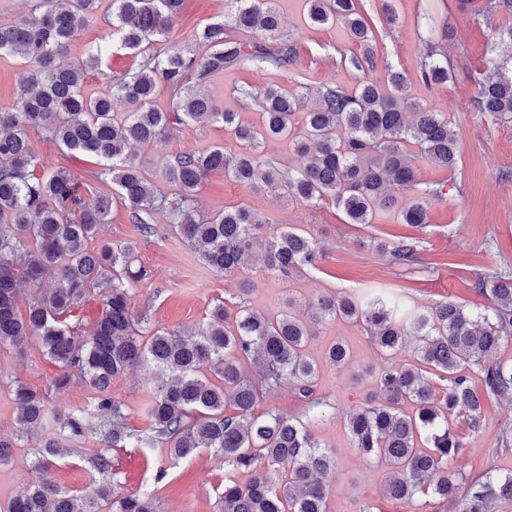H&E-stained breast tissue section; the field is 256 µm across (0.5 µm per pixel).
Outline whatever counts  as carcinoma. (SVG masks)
<instances>
[{"instance_id": "1", "label": "carcinoma", "mask_w": 512, "mask_h": 512, "mask_svg": "<svg viewBox=\"0 0 512 512\" xmlns=\"http://www.w3.org/2000/svg\"><path fill=\"white\" fill-rule=\"evenodd\" d=\"M228 2L225 19L198 34V52L171 46L139 70L110 79L107 92L94 98L81 91L83 67L63 68L57 59L96 17L100 0H36L28 15L0 25V53L17 54L30 65L14 106L0 111V346L20 348L36 339L58 369L50 390L19 382L13 391L19 429L41 436L35 472L73 454L92 480L88 494L34 480L7 512H160L157 492L168 475L165 467L133 493L118 491L112 481L129 448H161L174 460L209 450L224 466L249 473L243 484L224 475L219 512H330L332 450L302 420L259 414L256 407L263 390L283 383L294 386L309 408L321 405L319 366L306 354L314 336L310 322L336 319L362 326L382 352L397 350L410 336L417 341L416 362L371 374V401L346 418L352 447L389 469L382 496L411 502L426 494L433 512H497L502 502L512 501V475L491 469L471 480L452 468L467 449L453 425L461 419L479 431L485 396L512 402V362L495 357L512 340L511 271L477 277L473 288L489 305L476 312L448 302L403 312L380 297L333 292L308 302L307 319L293 310L290 297L273 318L245 307L231 320L218 305L198 328L151 329L131 306V286L151 272L135 265L128 245L88 247L107 223L112 199L85 200L82 183L63 168L36 174L32 129L69 151L98 157L103 168L95 176L111 179L143 236L158 232L153 215L165 211L169 227L221 276L244 271L246 261L261 253L268 267L289 277L316 267L324 251L301 231L257 235L263 220L246 207L200 216L195 193L214 170L241 183L260 180L273 192L307 202L329 197L351 224H370L376 211L396 207L402 223H428L427 198L439 191L426 190L400 207L390 187L411 192L417 185L404 149L408 143L438 166L456 168L460 143L448 118L418 108L404 74L392 69L388 92L371 80L350 91L326 88L305 113L299 133L295 118L304 102L273 85L256 92L262 125L240 123L236 113L218 111L192 80L234 67L286 71L296 45L282 37L274 0ZM307 4L311 25L340 22L357 43L359 52L340 55L344 68L364 72L376 66L382 46L361 0ZM182 5L183 0H112L109 35L139 52L151 38L168 33ZM461 7L477 17L491 11L512 15V0H461ZM424 20L427 62L421 80L431 88L448 81L451 61L437 58L433 17L426 14ZM484 67L489 76L477 82L475 109L495 121L512 119V52L488 56ZM161 88L173 92L165 112L153 106ZM190 122L224 124L238 150L226 153L220 146L176 157L163 173L172 188L166 194L130 147L156 142ZM268 138L289 141L299 166L283 168L263 158L259 148ZM391 255L411 266L418 261L417 242L401 240ZM49 272L56 273L55 284L44 288ZM22 297L24 314L18 310ZM92 301L101 308L91 318L85 307ZM325 360L332 368L348 365L347 344L334 341ZM139 366L151 370L147 416L153 435L147 438L125 429L124 404L112 394V382ZM76 379L95 390L93 401L72 409L52 405L51 395L63 394ZM86 435L99 446L81 452L69 447Z\"/></svg>"}]
</instances>
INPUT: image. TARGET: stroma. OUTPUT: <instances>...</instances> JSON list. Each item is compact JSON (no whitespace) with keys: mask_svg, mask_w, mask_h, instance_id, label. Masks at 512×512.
Listing matches in <instances>:
<instances>
[{"mask_svg":"<svg viewBox=\"0 0 512 512\" xmlns=\"http://www.w3.org/2000/svg\"><path fill=\"white\" fill-rule=\"evenodd\" d=\"M369 16L382 15L390 4L394 24H383L377 34L385 56L376 68L359 73L337 65L338 52L354 50L355 44L340 24L310 26L305 0H277L284 38L297 45L294 64L285 71L230 68L207 77L202 90L221 110L237 113L247 124H260L261 108L249 93L260 87L279 85L313 105L329 86L353 88L362 78L386 83L389 69L403 71L410 93L424 110L447 114L450 128L460 141L461 159L455 173L424 158H414L418 189H437L441 198L430 199L427 224L415 227L400 223L391 212H379L373 223L351 224L331 200L309 203L287 194H274L262 185H242L216 170L206 175L196 194L202 214H214L244 205L263 220L259 232L269 236L288 225L298 226L325 250L317 268L290 278L281 277L261 263H254L240 276H218L210 271L184 241L164 226V213H156L158 235L142 236L128 220L121 203H113L108 224L102 225L96 243H122L133 248L139 262L151 270V279L136 283L132 291L135 313L145 314L150 325L178 330L208 322L215 305L236 314L240 305L268 316L275 315L285 298L307 299L322 292L364 294L380 291L401 300L407 307L426 309L441 302H454L471 309L486 303L473 282L481 273L512 270V119L494 121L474 108L476 80L484 60L498 46L499 30L512 26V16L493 12L473 17L459 0H364ZM435 6L438 46L448 56L453 70L447 83L425 88L420 72L426 47L421 41L420 16ZM226 0H183L181 12L170 33L154 38L143 52L113 49L100 66L88 65L108 30L102 18L92 19L74 41L68 62L86 65L83 91L97 95L105 91L107 76L139 69L148 58L171 46L192 48L197 32L206 24L223 18ZM30 139L40 159L41 171L68 169L84 184V197L91 200L112 192V184L97 179L96 157L62 150L40 131ZM212 146L232 152L236 144L223 124L183 126L171 136L137 148L153 179H160L176 156ZM404 237L417 239L418 261L411 266L392 261L387 252ZM250 281L249 295H240V279ZM344 338L351 349L349 367L323 368L316 390L321 400L318 419H308L316 440L336 454V479L332 484V512H353L355 502L372 500L376 512H420L424 500L403 502L384 498L382 486L388 469L382 462L367 460L351 447L345 427L347 412L363 404L370 389L369 371L390 361H411L414 344H405L395 357L376 349L365 330L341 320L318 325L310 339L308 354L321 358L325 346ZM56 368L45 359L37 341L24 351L0 348V436L12 440V453L0 462V512L15 495L23 493L33 478L36 436L20 432L12 401V387L23 382L44 391L56 376ZM148 372L138 368L117 379L112 390L125 405V426L135 434L149 433L151 422L145 414L151 397ZM484 425L469 432L465 423L455 425L468 446L456 465L476 479L489 469L512 473V403L485 400ZM165 464L169 482L159 493L161 512H217L218 496L224 486L222 458L204 452L189 461H173L160 450L123 457L115 477L125 491L139 488L151 479L158 464Z\"/></svg>","mask_w":512,"mask_h":512,"instance_id":"35a3bbf8","label":"stroma"}]
</instances>
